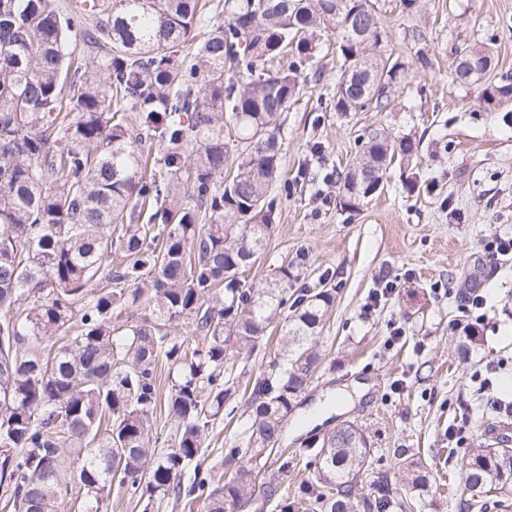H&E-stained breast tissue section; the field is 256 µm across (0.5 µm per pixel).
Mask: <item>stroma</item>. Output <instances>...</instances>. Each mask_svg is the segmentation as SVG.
<instances>
[{
    "mask_svg": "<svg viewBox=\"0 0 512 512\" xmlns=\"http://www.w3.org/2000/svg\"><path fill=\"white\" fill-rule=\"evenodd\" d=\"M373 4L381 38L368 54L400 58L408 77L384 110L340 114L336 38L321 37L316 67L304 70L299 99L281 118L277 219L246 277L284 266L289 291L336 288L322 363L284 421L280 448L292 453L351 422L368 437L373 470L396 486L405 454L442 472L449 448L496 444L502 415L487 396L512 402V255L485 252L490 236L512 237V128L502 111L483 110L479 88L450 78L451 47L462 42L489 43L493 75L512 74V0H417L409 14L400 0ZM375 129L417 140L416 163L432 185L408 192V170L395 164L381 193L342 209L336 175ZM475 289L483 344L463 360L457 346ZM396 325L405 334L395 341ZM339 390L343 411L302 425Z\"/></svg>",
    "mask_w": 512,
    "mask_h": 512,
    "instance_id": "1",
    "label": "stroma"
}]
</instances>
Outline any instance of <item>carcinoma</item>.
<instances>
[{
    "instance_id": "1",
    "label": "carcinoma",
    "mask_w": 512,
    "mask_h": 512,
    "mask_svg": "<svg viewBox=\"0 0 512 512\" xmlns=\"http://www.w3.org/2000/svg\"><path fill=\"white\" fill-rule=\"evenodd\" d=\"M0 0V506L107 512L112 489L145 508L204 512H415L441 476L421 460L401 494L348 424L310 451L292 495L262 474L284 418L321 360L333 288L289 300L281 269L247 283L275 223L280 119L300 71L334 32L335 109L382 111L406 78L372 61L355 25L378 31L372 0ZM454 55L492 65L489 49ZM512 105V75L481 84ZM418 152L372 132L339 179L356 211L389 165ZM281 327L274 358L244 390V446L207 441L237 398L230 356ZM196 341L186 345L182 330ZM167 375L168 393L160 387ZM165 417L168 430L158 429ZM457 512L512 508V448L458 453Z\"/></svg>"
}]
</instances>
